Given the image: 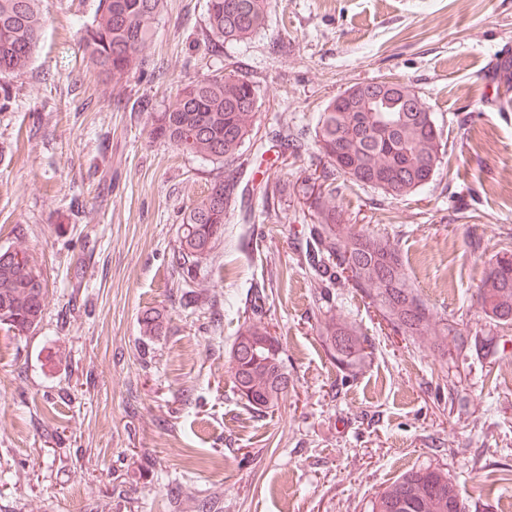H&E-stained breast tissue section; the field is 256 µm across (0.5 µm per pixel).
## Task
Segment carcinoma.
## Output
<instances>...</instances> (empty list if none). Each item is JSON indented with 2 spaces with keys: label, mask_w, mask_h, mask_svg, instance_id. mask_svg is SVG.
I'll use <instances>...</instances> for the list:
<instances>
[{
  "label": "carcinoma",
  "mask_w": 512,
  "mask_h": 512,
  "mask_svg": "<svg viewBox=\"0 0 512 512\" xmlns=\"http://www.w3.org/2000/svg\"><path fill=\"white\" fill-rule=\"evenodd\" d=\"M40 0H0V75L17 76L36 54L45 29ZM166 0H99L92 22L79 38L88 63L112 88L122 89L130 77L147 74L148 50ZM206 40L213 49L226 43L248 41L266 26L270 0H206ZM259 86L234 72L206 74L181 84L172 101L153 113L149 137L219 169L232 167L227 177L210 182L183 217L179 244L171 264L183 295L193 293L196 270L224 236V224L233 196L241 184L245 161L242 147L256 135L255 118L260 107ZM386 122L372 112H338L330 100L320 113L315 138L327 159L319 194L336 197L337 176L352 183L379 189L392 197H407L432 180L446 154L442 134L432 135L427 117L434 116L425 102L412 112L400 98H392ZM398 177L392 184L389 177ZM317 223L310 229L305 258L314 271L318 300L342 275L364 289L403 335L463 341L451 323L433 321L430 308L410 286L401 255L389 241L368 231H355L336 223L333 207L317 205ZM485 314L498 322H512V271H486L478 288ZM47 299L46 280L36 255L24 249H0V327L25 335L43 319ZM266 295L256 291L249 299L250 313L234 337L231 350H249L234 367L232 393L254 412L263 414L277 406L288 390V373L280 339L263 321ZM142 335L159 336L165 329L164 314L149 309L140 320ZM330 356L341 366L365 357L371 341L356 327L327 310L319 324ZM252 392L243 394L240 386ZM371 512H466L458 490L439 468H411L399 475L372 503Z\"/></svg>",
  "instance_id": "1"
}]
</instances>
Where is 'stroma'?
I'll list each match as a JSON object with an SVG mask.
<instances>
[{
  "instance_id": "35a3bbf8",
  "label": "stroma",
  "mask_w": 512,
  "mask_h": 512,
  "mask_svg": "<svg viewBox=\"0 0 512 512\" xmlns=\"http://www.w3.org/2000/svg\"><path fill=\"white\" fill-rule=\"evenodd\" d=\"M97 4L41 0L39 49L5 80L0 249L35 253L48 293L36 331L0 330V512H370L418 467L447 471L466 512H512V323L477 296L494 256L512 251V106L489 78L512 48V0H271L265 30L218 53L206 0H167L149 50L164 78L119 92L76 45ZM230 67L260 87L262 141L244 150L262 155L255 179L279 182L281 202L253 242L249 201H232L191 310L170 258L217 172L152 142L134 103L162 110L178 84ZM383 78L429 106L446 154L404 199L341 182L338 221L389 240L437 321L472 342L443 353L403 336L340 280L337 317L373 340L341 367L317 332L302 251L327 166L315 128L330 99ZM280 124L301 134L297 153L274 146ZM258 288L289 378L261 416L227 373L236 310ZM212 305L225 311L218 334ZM150 308L169 321L154 338L140 333Z\"/></svg>"
}]
</instances>
